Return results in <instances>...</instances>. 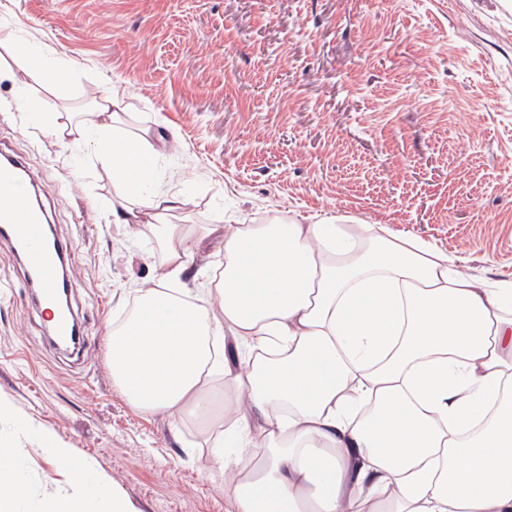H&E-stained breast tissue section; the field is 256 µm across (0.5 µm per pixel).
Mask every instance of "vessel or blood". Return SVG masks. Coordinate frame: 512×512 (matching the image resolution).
<instances>
[{
  "instance_id": "1",
  "label": "vessel or blood",
  "mask_w": 512,
  "mask_h": 512,
  "mask_svg": "<svg viewBox=\"0 0 512 512\" xmlns=\"http://www.w3.org/2000/svg\"><path fill=\"white\" fill-rule=\"evenodd\" d=\"M37 176L21 161L0 154V228L23 258L30 283L41 302L53 301L62 285L60 247L46 235V215L31 189Z\"/></svg>"
}]
</instances>
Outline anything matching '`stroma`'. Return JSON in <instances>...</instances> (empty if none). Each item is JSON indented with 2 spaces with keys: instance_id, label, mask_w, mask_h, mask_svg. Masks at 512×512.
I'll return each instance as SVG.
<instances>
[{
  "instance_id": "stroma-1",
  "label": "stroma",
  "mask_w": 512,
  "mask_h": 512,
  "mask_svg": "<svg viewBox=\"0 0 512 512\" xmlns=\"http://www.w3.org/2000/svg\"><path fill=\"white\" fill-rule=\"evenodd\" d=\"M52 58L37 85L0 79V148L40 177L66 253L80 356L54 345L0 237V445L20 449L41 512L67 483L26 425L90 461L137 512H234L200 423L130 406L106 336L164 257L112 220L95 141L47 134L121 82V128L169 147L160 192L182 224L336 216L385 224L488 280L512 277V0H0V68Z\"/></svg>"
}]
</instances>
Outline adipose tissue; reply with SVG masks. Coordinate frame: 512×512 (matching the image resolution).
Masks as SVG:
<instances>
[{
	"label": "adipose tissue",
	"mask_w": 512,
	"mask_h": 512,
	"mask_svg": "<svg viewBox=\"0 0 512 512\" xmlns=\"http://www.w3.org/2000/svg\"><path fill=\"white\" fill-rule=\"evenodd\" d=\"M123 104L111 88L48 130L97 139L115 223L148 228L165 256L107 336L128 402L206 422L228 388L213 454L235 512H512V278L466 275L384 224L168 223L188 200L156 191L163 153L116 131ZM215 234L223 267L171 291ZM27 438L68 473L44 512H136L72 449Z\"/></svg>",
	"instance_id": "ef3b65f1"
}]
</instances>
